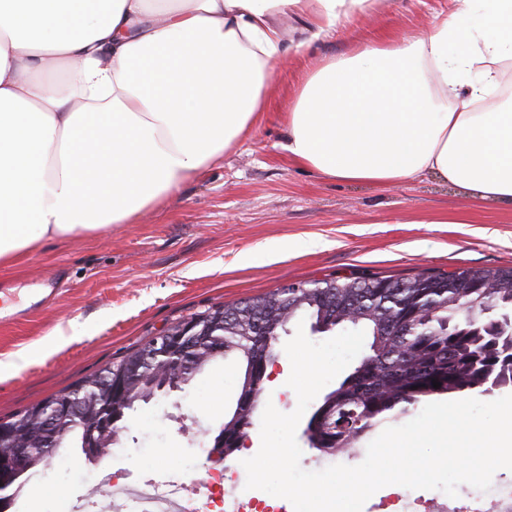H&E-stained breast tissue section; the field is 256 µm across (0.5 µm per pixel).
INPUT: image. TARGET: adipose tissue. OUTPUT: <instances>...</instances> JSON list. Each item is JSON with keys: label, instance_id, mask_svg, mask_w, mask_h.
<instances>
[{"label": "adipose tissue", "instance_id": "1", "mask_svg": "<svg viewBox=\"0 0 512 512\" xmlns=\"http://www.w3.org/2000/svg\"><path fill=\"white\" fill-rule=\"evenodd\" d=\"M418 35L328 58L294 96L286 149L349 183L434 176L512 202V112L478 111L512 62V0H454ZM371 0H0V265L127 224L262 119L276 18L334 30ZM479 11L483 30L461 23ZM460 50L452 54L449 44Z\"/></svg>", "mask_w": 512, "mask_h": 512}]
</instances>
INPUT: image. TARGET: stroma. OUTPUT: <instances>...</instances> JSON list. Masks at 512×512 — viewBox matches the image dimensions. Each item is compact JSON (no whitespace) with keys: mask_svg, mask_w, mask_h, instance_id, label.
Segmentation results:
<instances>
[{"mask_svg":"<svg viewBox=\"0 0 512 512\" xmlns=\"http://www.w3.org/2000/svg\"><path fill=\"white\" fill-rule=\"evenodd\" d=\"M451 7L376 0L320 38L309 16H289L262 121L234 150L133 223L46 240L0 266V290L13 291L19 308L0 320V362L29 353L24 367L0 373V418L71 388L180 318L286 284L512 267V204L476 202L431 176L400 186L336 181L298 166L285 149L283 114L326 57L383 32L414 35ZM237 374L232 360H220L186 392L141 406L125 453L99 471L128 481L147 473L206 479L201 450L235 406ZM290 374L282 353L265 382L264 400L283 413L297 406ZM84 492L78 466L38 473L15 512H64Z\"/></svg>","mask_w":512,"mask_h":512,"instance_id":"stroma-1","label":"stroma"}]
</instances>
